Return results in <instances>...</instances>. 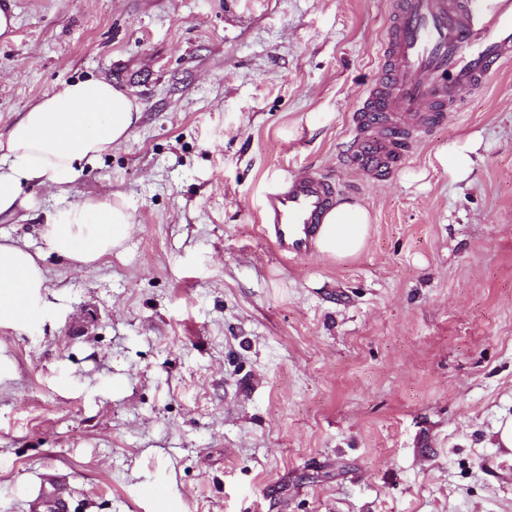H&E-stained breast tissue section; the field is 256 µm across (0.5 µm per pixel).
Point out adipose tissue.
I'll return each instance as SVG.
<instances>
[{"mask_svg": "<svg viewBox=\"0 0 512 512\" xmlns=\"http://www.w3.org/2000/svg\"><path fill=\"white\" fill-rule=\"evenodd\" d=\"M142 117L127 90L109 79L90 77L63 84L43 95L0 134V217L33 207L31 186L65 189L86 165L126 142ZM476 137L456 139L436 153L451 180H466ZM372 218L352 199L337 200L320 226L319 254L339 259L360 254L368 245ZM134 215L123 196L88 198L46 213L39 233L49 253L73 267L89 269L123 251ZM42 256L20 240L0 239V329H16L43 317L49 307Z\"/></svg>", "mask_w": 512, "mask_h": 512, "instance_id": "ef3b65f1", "label": "adipose tissue"}]
</instances>
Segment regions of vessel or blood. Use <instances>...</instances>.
Returning a JSON list of instances; mask_svg holds the SVG:
<instances>
[{
	"instance_id": "vessel-or-blood-1",
	"label": "vessel or blood",
	"mask_w": 512,
	"mask_h": 512,
	"mask_svg": "<svg viewBox=\"0 0 512 512\" xmlns=\"http://www.w3.org/2000/svg\"><path fill=\"white\" fill-rule=\"evenodd\" d=\"M379 55L352 115L346 162L382 180L463 110V93L512 65V0H392ZM333 196V183L308 171L264 192L261 222L282 255L312 252ZM67 493L65 476H46L30 508L71 512Z\"/></svg>"
}]
</instances>
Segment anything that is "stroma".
Returning <instances> with one entry per match:
<instances>
[{
  "label": "stroma",
  "mask_w": 512,
  "mask_h": 512,
  "mask_svg": "<svg viewBox=\"0 0 512 512\" xmlns=\"http://www.w3.org/2000/svg\"><path fill=\"white\" fill-rule=\"evenodd\" d=\"M0 132L104 77L142 118L0 236L44 254L43 320L0 331V512L44 473L85 512H512V67L392 177L344 161L389 0H12ZM478 136L470 179L436 161ZM306 168L374 215L367 250L287 258L259 222ZM120 194L125 255H49L44 215ZM166 490L155 501L142 487Z\"/></svg>",
  "instance_id": "35a3bbf8"
}]
</instances>
